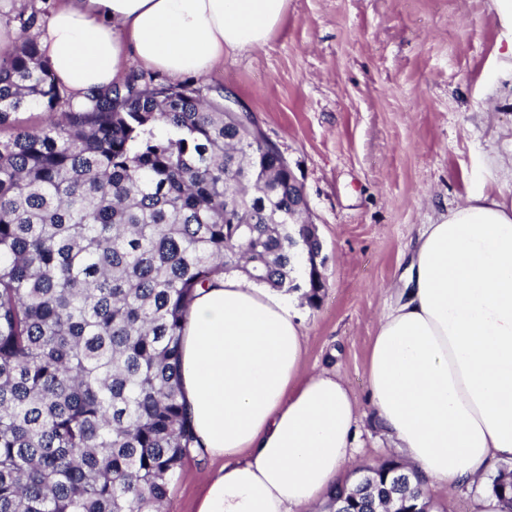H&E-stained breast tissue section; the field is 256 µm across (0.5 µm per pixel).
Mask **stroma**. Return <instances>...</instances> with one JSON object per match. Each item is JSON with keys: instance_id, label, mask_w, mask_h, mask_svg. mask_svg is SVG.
<instances>
[{"instance_id": "stroma-1", "label": "stroma", "mask_w": 512, "mask_h": 512, "mask_svg": "<svg viewBox=\"0 0 512 512\" xmlns=\"http://www.w3.org/2000/svg\"><path fill=\"white\" fill-rule=\"evenodd\" d=\"M492 0H288L258 50L194 77L252 112L304 187L324 288L297 310L307 368L336 372L360 406L350 474L402 461L380 428L369 348L422 225L479 189L512 198V75ZM208 460H189L166 512H194ZM433 512H498L488 484L425 488Z\"/></svg>"}]
</instances>
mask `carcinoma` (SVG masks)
Returning <instances> with one entry per match:
<instances>
[{
  "instance_id": "carcinoma-1",
  "label": "carcinoma",
  "mask_w": 512,
  "mask_h": 512,
  "mask_svg": "<svg viewBox=\"0 0 512 512\" xmlns=\"http://www.w3.org/2000/svg\"><path fill=\"white\" fill-rule=\"evenodd\" d=\"M43 15L11 16L0 49V512H165L195 440L179 372L194 291L231 272L293 287L304 212L220 91L136 77L74 101L28 37ZM35 108L51 120L15 125ZM398 467L350 485L354 512L417 504ZM491 494L512 512L511 470Z\"/></svg>"
}]
</instances>
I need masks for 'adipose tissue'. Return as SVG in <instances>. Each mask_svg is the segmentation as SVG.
I'll return each mask as SVG.
<instances>
[{
  "mask_svg": "<svg viewBox=\"0 0 512 512\" xmlns=\"http://www.w3.org/2000/svg\"><path fill=\"white\" fill-rule=\"evenodd\" d=\"M288 0H59L39 38L74 97L124 82L130 63L204 75L264 46ZM399 302L367 365L376 418L410 467L453 489L512 461V201L470 194L408 248ZM283 291L237 274L197 289L180 372L199 457L220 461L195 512H315L343 484L358 403L304 365Z\"/></svg>",
  "mask_w": 512,
  "mask_h": 512,
  "instance_id": "adipose-tissue-1",
  "label": "adipose tissue"
}]
</instances>
